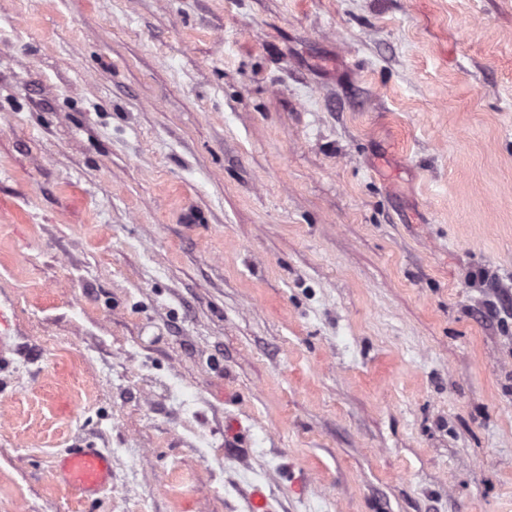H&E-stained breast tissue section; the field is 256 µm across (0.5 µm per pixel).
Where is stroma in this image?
Returning <instances> with one entry per match:
<instances>
[{"label":"stroma","instance_id":"stroma-1","mask_svg":"<svg viewBox=\"0 0 512 512\" xmlns=\"http://www.w3.org/2000/svg\"><path fill=\"white\" fill-rule=\"evenodd\" d=\"M0 314V512H512V0H0ZM59 467L65 482L88 496L112 482V456L98 448H70Z\"/></svg>","mask_w":512,"mask_h":512}]
</instances>
